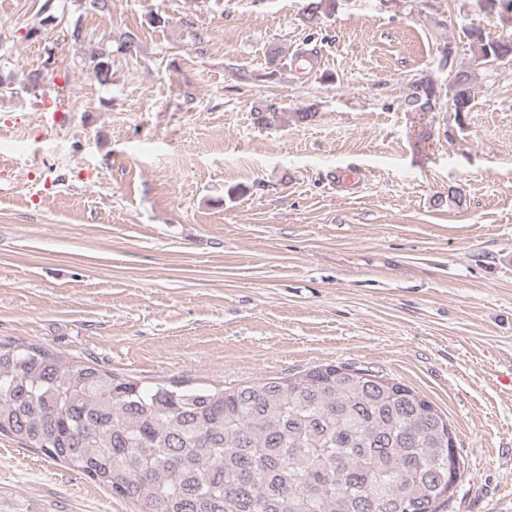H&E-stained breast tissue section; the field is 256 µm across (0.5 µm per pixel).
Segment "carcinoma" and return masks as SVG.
<instances>
[{
    "mask_svg": "<svg viewBox=\"0 0 512 512\" xmlns=\"http://www.w3.org/2000/svg\"><path fill=\"white\" fill-rule=\"evenodd\" d=\"M336 0H306L319 25ZM479 65L512 35L467 33ZM110 81V53L92 55ZM471 71L408 87V112L470 111ZM107 488L133 512H444L465 473L448 421L407 386L324 363L234 387L144 383L89 358L0 345V436Z\"/></svg>",
    "mask_w": 512,
    "mask_h": 512,
    "instance_id": "cac0c4a2",
    "label": "carcinoma"
}]
</instances>
